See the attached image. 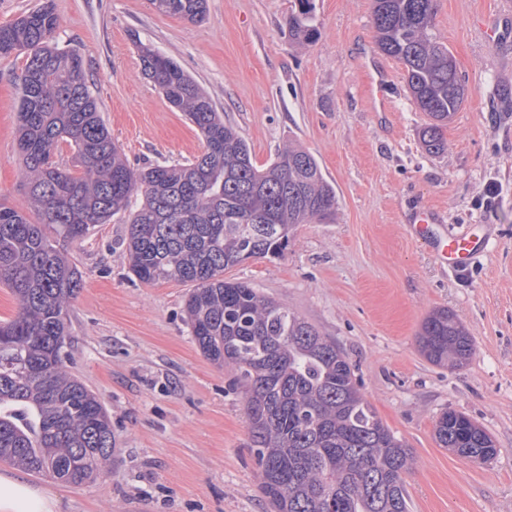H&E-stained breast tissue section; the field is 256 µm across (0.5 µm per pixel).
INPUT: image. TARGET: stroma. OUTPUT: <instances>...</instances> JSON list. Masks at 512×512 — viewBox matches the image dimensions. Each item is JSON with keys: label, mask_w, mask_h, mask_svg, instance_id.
<instances>
[{"label": "stroma", "mask_w": 512, "mask_h": 512, "mask_svg": "<svg viewBox=\"0 0 512 512\" xmlns=\"http://www.w3.org/2000/svg\"><path fill=\"white\" fill-rule=\"evenodd\" d=\"M61 49L78 52L112 140L131 168L182 164L205 143L142 69L139 45L173 58L206 91L257 164L296 144L318 161L338 199L332 222L298 225L284 255L227 273L286 304L334 340L361 393L414 452L410 512H512V0H435V32L468 97L444 131L427 117L404 69L376 45L372 0H311L317 37L297 45V0H207L203 21L149 0H52ZM504 19L498 42L478 18ZM389 73L388 111L367 96L363 58ZM24 56L0 57V201L27 209L17 155ZM421 206L456 226L494 223L485 255L444 271L408 231ZM122 216L63 249L83 275L67 318L68 370L108 410L115 451L107 476L79 487L29 475L59 512H269L234 374L200 352L184 317L187 285L145 284L129 270ZM445 308L474 343L459 369L420 353L425 317ZM453 409L483 426L498 452L469 463L439 447L435 421Z\"/></svg>", "instance_id": "obj_1"}]
</instances>
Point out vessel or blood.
<instances>
[{"mask_svg": "<svg viewBox=\"0 0 512 512\" xmlns=\"http://www.w3.org/2000/svg\"><path fill=\"white\" fill-rule=\"evenodd\" d=\"M409 230L444 267L453 272L465 270L475 263L494 234V227L490 224H481L466 232L454 231L438 212L429 208L413 216Z\"/></svg>", "mask_w": 512, "mask_h": 512, "instance_id": "obj_1", "label": "vessel or blood"}]
</instances>
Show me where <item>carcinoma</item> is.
<instances>
[{
  "label": "carcinoma",
  "instance_id": "carcinoma-1",
  "mask_svg": "<svg viewBox=\"0 0 512 512\" xmlns=\"http://www.w3.org/2000/svg\"><path fill=\"white\" fill-rule=\"evenodd\" d=\"M151 3L191 23L206 16V0ZM310 4L299 0L288 17L297 43L317 35ZM434 13V0H373L377 46L404 66L411 100L428 118L421 140L437 153L467 89L433 32ZM56 29L48 4L0 26V56L26 55L17 76V147L30 200L28 213L0 205V283L19 305L14 318L0 321V460L77 486L110 472V416L66 369L65 321L82 275L60 243L126 212L133 275L190 286L184 312L191 335L204 357L235 374L270 512H409L412 450L362 397L336 343L285 304L224 277L248 259L282 256L296 225L333 218L336 191L316 158L290 146L256 165L247 141L195 80L143 44L144 74L187 115L205 150L187 164L135 170L101 118L83 58L55 45ZM62 142L80 172L60 163ZM138 195L142 203L129 210ZM418 345L429 362L456 368L474 351L446 309L424 319ZM434 439L475 464L497 454L492 436L452 409L436 420Z\"/></svg>",
  "mask_w": 512,
  "mask_h": 512
}]
</instances>
